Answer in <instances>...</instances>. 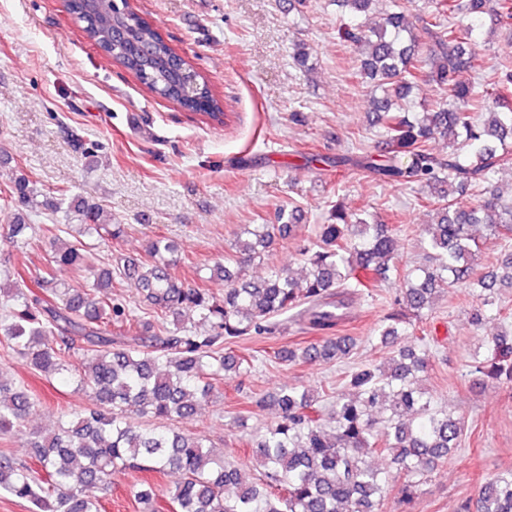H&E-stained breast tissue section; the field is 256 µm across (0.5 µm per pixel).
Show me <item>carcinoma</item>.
I'll use <instances>...</instances> for the list:
<instances>
[{"mask_svg": "<svg viewBox=\"0 0 512 512\" xmlns=\"http://www.w3.org/2000/svg\"><path fill=\"white\" fill-rule=\"evenodd\" d=\"M113 0H68L67 9L103 54L134 73L159 98L224 124V103L199 78L198 97L185 92L187 62L132 10L118 13ZM343 14L365 15L376 0H334ZM512 33V0H433L432 8H411L389 0L384 22L339 30L361 55V74L379 94L371 101L383 129L389 157L374 166L386 182L428 187L433 219L421 240L426 263L406 270L389 312L376 329L381 346L393 348L387 360L358 366L340 378L339 389L288 387L274 396V424L246 441L251 465L243 468L218 458L206 436L183 433L169 424L186 419L214 396L227 372L246 374L252 360L226 350L246 335L271 331L273 319L296 312L307 328L326 338L301 348L275 352L289 363L333 362L349 355L350 340L331 336L345 318L351 288H375L399 272L395 228L372 224L341 200L330 205L328 223L299 249L303 270L295 276L277 268L260 280H243L227 263L210 267L224 278V297L205 288H185L168 273L172 245L149 246L152 263L128 262L119 274L138 288L154 313L168 318L147 334L125 304L112 301V271L101 269L92 283L61 285V272L86 262L85 242L56 247L42 265L13 271L0 313V336L33 369L77 380L99 409L72 411L58 430L29 441L37 467L0 455V494L33 505L32 512H101L112 491V475L132 468L178 478L158 497L153 485L135 491L144 512H378L389 490L398 487L401 506L410 505L423 478L459 447L464 423L434 404L419 374L428 366L427 337L415 335V322L433 309L445 288L477 289L482 307L471 314L480 327L498 311V295L512 288V253L489 268L480 265L479 230L512 239V197L506 199L498 175L512 173V56L496 60L492 91L479 89L475 46L486 25ZM429 53L420 57L423 41ZM428 80L439 98L420 112L404 100ZM448 143L436 154L432 141ZM15 204L4 237L31 247L36 233L26 212L37 206L38 190L21 171L7 186ZM64 211L82 226V235L107 229L113 239L123 226L108 224L98 204L73 197ZM297 207L282 206L273 224H248L235 242L237 264L254 259L276 237L292 235ZM191 311L195 321L181 320ZM80 351V361H70ZM470 374L512 382V334L491 336L474 351ZM35 400L27 391L0 380V432H22ZM150 416L159 427H144ZM389 458L388 467L366 462ZM233 488L234 494L224 495ZM455 512H512V470L485 480L476 503L459 502Z\"/></svg>", "mask_w": 512, "mask_h": 512, "instance_id": "1", "label": "carcinoma"}]
</instances>
